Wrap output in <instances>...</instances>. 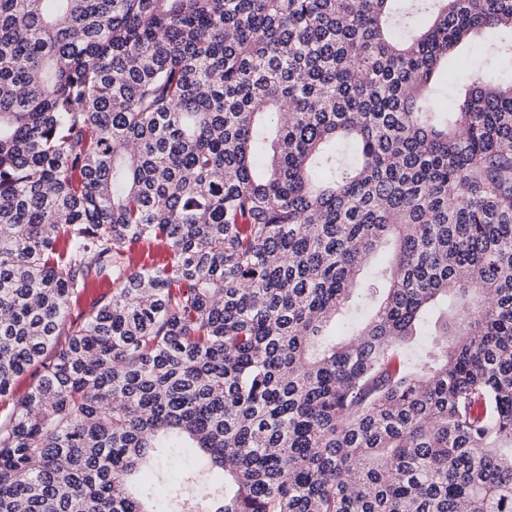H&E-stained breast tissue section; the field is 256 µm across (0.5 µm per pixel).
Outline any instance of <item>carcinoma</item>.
Masks as SVG:
<instances>
[{
    "mask_svg": "<svg viewBox=\"0 0 512 512\" xmlns=\"http://www.w3.org/2000/svg\"><path fill=\"white\" fill-rule=\"evenodd\" d=\"M27 373L0 512H512V0H0Z\"/></svg>",
    "mask_w": 512,
    "mask_h": 512,
    "instance_id": "obj_1",
    "label": "carcinoma"
}]
</instances>
